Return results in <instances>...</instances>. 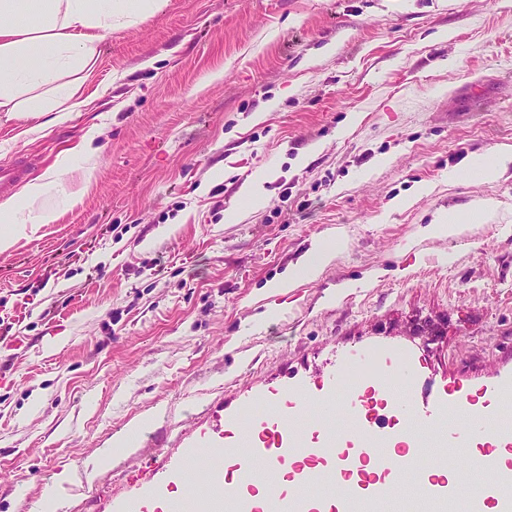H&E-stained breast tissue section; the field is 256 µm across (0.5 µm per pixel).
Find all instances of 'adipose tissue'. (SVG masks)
<instances>
[{
  "label": "adipose tissue",
  "instance_id": "1",
  "mask_svg": "<svg viewBox=\"0 0 512 512\" xmlns=\"http://www.w3.org/2000/svg\"><path fill=\"white\" fill-rule=\"evenodd\" d=\"M167 0H0V112L18 118L54 113L67 121L84 104V81L93 71L106 34L161 12ZM61 163L31 182L21 200L0 204V252L28 236L30 212L54 179L70 174ZM497 204L471 202L429 224V236H457L488 220Z\"/></svg>",
  "mask_w": 512,
  "mask_h": 512
}]
</instances>
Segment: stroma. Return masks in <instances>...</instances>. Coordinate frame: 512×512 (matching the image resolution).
<instances>
[{
	"label": "stroma",
	"mask_w": 512,
	"mask_h": 512,
	"mask_svg": "<svg viewBox=\"0 0 512 512\" xmlns=\"http://www.w3.org/2000/svg\"><path fill=\"white\" fill-rule=\"evenodd\" d=\"M83 96L61 124L0 112V164L73 167L0 252V512H161L245 398L320 387L357 346L412 350L427 387L512 370V165L465 172L512 148V0H168L104 38ZM477 198L491 220L420 237ZM510 157L512 161L510 151L499 153L494 157L477 156L470 160L468 171L481 181H493L502 175L505 164ZM334 258V252L320 244L315 245L303 257L299 271L308 278L317 276L320 270Z\"/></svg>",
	"instance_id": "1"
}]
</instances>
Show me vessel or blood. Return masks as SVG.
<instances>
[{"label":"vessel or blood","mask_w":512,"mask_h":512,"mask_svg":"<svg viewBox=\"0 0 512 512\" xmlns=\"http://www.w3.org/2000/svg\"><path fill=\"white\" fill-rule=\"evenodd\" d=\"M31 170L23 158L0 166V198L11 196ZM364 364L369 370L359 387H349L346 369ZM419 383L409 354L377 361L363 348L346 351L320 391L295 383L287 388L289 403L263 397L244 404L241 415L228 417L231 427L276 428L277 443L272 448L254 443L243 453L225 451V467L237 468L245 455L261 469L287 466L301 474V481L279 497L276 512H323L316 489L324 483L333 485L344 512H356L362 502L384 512L389 501L409 495L430 502L435 512L457 507L512 512V427L496 422L501 407L512 402V373L474 392L446 387L420 397L415 393ZM307 409L314 416L302 431L294 420ZM415 427L444 434L443 447L422 451L411 434ZM479 454L490 457L492 465L476 482L468 462ZM441 468L451 469L452 477H433V470ZM212 488L223 497L225 512H256L250 485L216 479Z\"/></svg>","instance_id":"vessel-or-blood-1"}]
</instances>
